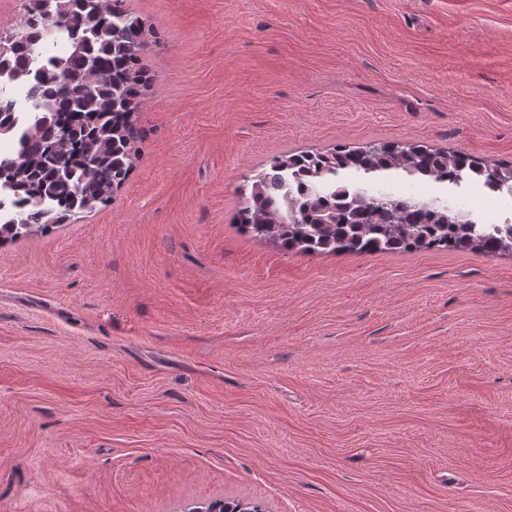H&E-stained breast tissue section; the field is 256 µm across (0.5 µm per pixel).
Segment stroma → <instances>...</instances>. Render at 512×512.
Instances as JSON below:
<instances>
[{
    "label": "stroma",
    "instance_id": "stroma-1",
    "mask_svg": "<svg viewBox=\"0 0 512 512\" xmlns=\"http://www.w3.org/2000/svg\"><path fill=\"white\" fill-rule=\"evenodd\" d=\"M151 86L111 202L0 243V512H512V256L301 254L273 157L512 162V0H126ZM201 505L195 506L190 511L194 512H262L263 510L259 505H254L251 502L243 500H226L216 499L208 502L200 503Z\"/></svg>",
    "mask_w": 512,
    "mask_h": 512
}]
</instances>
